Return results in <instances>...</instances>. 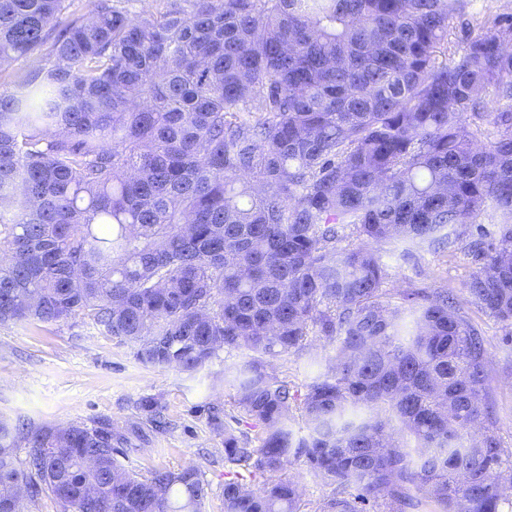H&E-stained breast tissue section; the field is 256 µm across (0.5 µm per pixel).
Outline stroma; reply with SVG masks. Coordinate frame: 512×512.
I'll return each mask as SVG.
<instances>
[{"label": "stroma", "mask_w": 512, "mask_h": 512, "mask_svg": "<svg viewBox=\"0 0 512 512\" xmlns=\"http://www.w3.org/2000/svg\"><path fill=\"white\" fill-rule=\"evenodd\" d=\"M383 262L391 302L405 288H451L464 284L481 264L461 247L441 252L404 244L385 248ZM486 338L489 394L495 406L498 433L512 449V345L503 330L477 310L469 312ZM330 351L313 339L302 355L272 359L276 374L303 387L326 370ZM241 352H221L205 367L188 373L146 367L130 345L103 336L82 315L61 325H0V417L42 426L109 421L124 429L136 424L146 437L124 448L121 461L143 473L153 468L198 467L208 484L203 512H224V437L209 420L211 408L223 407L230 394L224 383L226 366L241 362ZM158 400L167 425L153 431L139 406L141 398Z\"/></svg>", "instance_id": "obj_1"}]
</instances>
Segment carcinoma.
<instances>
[{
	"label": "carcinoma",
	"mask_w": 512,
	"mask_h": 512,
	"mask_svg": "<svg viewBox=\"0 0 512 512\" xmlns=\"http://www.w3.org/2000/svg\"><path fill=\"white\" fill-rule=\"evenodd\" d=\"M88 2L0 0V323L81 314L185 372L247 352L248 430L212 414L224 512H302L295 462L334 486L321 512H503L485 337L446 288L387 300L381 251L470 238L466 302L512 341V12L451 46L472 0ZM312 337L334 355L300 391L268 360ZM137 437L1 417L0 491L203 512L199 468L119 462Z\"/></svg>",
	"instance_id": "cac0c4a2"
}]
</instances>
